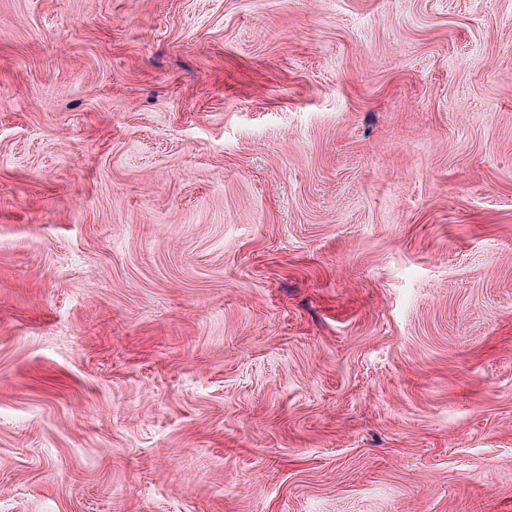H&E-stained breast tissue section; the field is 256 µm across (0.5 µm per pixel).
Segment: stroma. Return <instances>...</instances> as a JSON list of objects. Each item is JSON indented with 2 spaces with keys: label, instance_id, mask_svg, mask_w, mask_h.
Segmentation results:
<instances>
[{
  "label": "stroma",
  "instance_id": "35a3bbf8",
  "mask_svg": "<svg viewBox=\"0 0 512 512\" xmlns=\"http://www.w3.org/2000/svg\"><path fill=\"white\" fill-rule=\"evenodd\" d=\"M0 512H512V0H0Z\"/></svg>",
  "mask_w": 512,
  "mask_h": 512
}]
</instances>
